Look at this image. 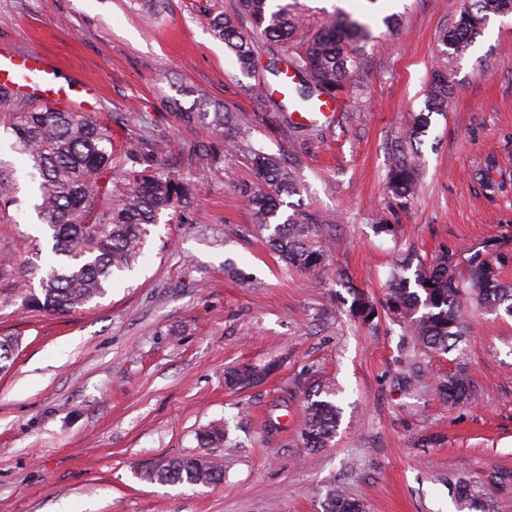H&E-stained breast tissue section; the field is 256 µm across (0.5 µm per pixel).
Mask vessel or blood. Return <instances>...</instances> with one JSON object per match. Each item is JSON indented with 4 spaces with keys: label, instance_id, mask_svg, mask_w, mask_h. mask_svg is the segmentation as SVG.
I'll return each instance as SVG.
<instances>
[{
    "label": "vessel or blood",
    "instance_id": "1",
    "mask_svg": "<svg viewBox=\"0 0 512 512\" xmlns=\"http://www.w3.org/2000/svg\"><path fill=\"white\" fill-rule=\"evenodd\" d=\"M0 80L13 83L21 95L43 103H63L74 112L85 111L96 91L88 87L76 91L59 85L56 62L47 55L35 52L17 53L0 49ZM332 102L324 98L310 112L290 113L292 123L305 126L321 117L325 121L334 118Z\"/></svg>",
    "mask_w": 512,
    "mask_h": 512
}]
</instances>
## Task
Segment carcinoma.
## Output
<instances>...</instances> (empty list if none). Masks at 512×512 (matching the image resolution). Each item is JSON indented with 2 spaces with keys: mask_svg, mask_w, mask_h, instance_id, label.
<instances>
[{
  "mask_svg": "<svg viewBox=\"0 0 512 512\" xmlns=\"http://www.w3.org/2000/svg\"><path fill=\"white\" fill-rule=\"evenodd\" d=\"M512 13V0H462L453 28L441 39L437 64L428 84L425 108L439 112L453 87L448 79L451 53L466 49L480 34L492 15ZM218 36L234 52L240 69H255L262 36L276 46L277 57L268 65L275 77L283 67L295 74L294 91L301 104L313 99L338 98L354 92L350 75L360 65L354 44L371 38L369 27L353 22H332L305 40L294 39L299 18L292 5L275 0H237L234 10L212 18ZM177 118L197 123L208 135L233 133L246 143L253 178L240 186L257 227L267 232L270 249L287 265L312 270L323 263L321 237L330 222L295 209L283 215L281 196L292 195L298 182L296 170L288 164V152L300 127L288 121V108L272 102L266 114L269 125L283 129L277 151L255 145L250 128L235 112H209L196 100L192 111L184 112L179 99L167 100ZM0 123L13 137L11 158L0 157V209L22 204L24 194L52 246L43 264L32 266L40 273L39 285L24 296L28 308L48 314H66L81 309L105 295L115 277L133 272L150 236V227L162 213L186 201L190 187L165 164L139 146L116 148L112 128L92 112H67L51 104H36L18 97L8 82L0 84ZM427 118L419 114L408 130V141L393 149L388 188L408 199L420 177V156L413 142ZM504 264L495 256L444 251L429 264L419 262L414 277L407 276L412 262L395 259L386 292V307L392 321L403 328L404 351L401 386L415 388L414 370L421 359L458 349L465 324L462 297L489 312L504 310L512 315V286L497 278ZM17 341L0 338V372L11 368ZM271 366L241 365L225 373L227 386L245 390L258 384ZM435 391L450 404L470 403L475 394L464 371L438 382ZM333 384L315 383V399L306 406L302 432L308 448H323L334 437L339 407L331 400ZM202 448H231L227 425H210L197 433ZM152 481L177 485H211L224 480L218 455L171 459L147 472ZM454 498L464 508L493 512L494 494L512 493V472L494 470L486 480L473 482L457 477L450 482ZM325 512H364L362 503L341 488L326 492Z\"/></svg>",
  "mask_w": 512,
  "mask_h": 512,
  "instance_id": "1",
  "label": "carcinoma"
}]
</instances>
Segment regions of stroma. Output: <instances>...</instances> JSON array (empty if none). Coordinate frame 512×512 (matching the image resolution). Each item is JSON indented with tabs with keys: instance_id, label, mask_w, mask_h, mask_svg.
Instances as JSON below:
<instances>
[{
	"instance_id": "35a3bbf8",
	"label": "stroma",
	"mask_w": 512,
	"mask_h": 512,
	"mask_svg": "<svg viewBox=\"0 0 512 512\" xmlns=\"http://www.w3.org/2000/svg\"><path fill=\"white\" fill-rule=\"evenodd\" d=\"M233 3L165 0L150 23L137 0H0V47L53 56L63 80L93 84L116 144L144 142L193 193L152 227L133 274L68 315L24 306L27 262L48 240L32 214L0 213V253L14 258L0 273V336L20 343L0 374V512H322L331 485L366 512H457L450 478L512 470V318L468 309L463 360L426 357L412 397L395 382L402 330L384 309L400 254L512 253V14L491 17L454 58L453 93L428 120L404 204L386 188L391 148L425 109L460 0H298L303 29L346 14L373 35L352 77L359 95L291 153L300 185L288 203L336 219L323 266L301 271L265 245L242 199L243 143L220 138V162L203 165L201 131L166 105L180 90L187 107L203 97L274 147L270 101L252 90L269 54L243 74L212 30ZM487 173L503 184L491 199ZM357 292L371 321L351 311ZM272 359L280 368L263 383L225 386V370ZM460 367L475 400L451 406L433 387ZM313 370L339 387L342 409L335 438L316 449L301 437ZM216 420L237 443L222 484L147 479L198 453L197 431Z\"/></svg>"
}]
</instances>
